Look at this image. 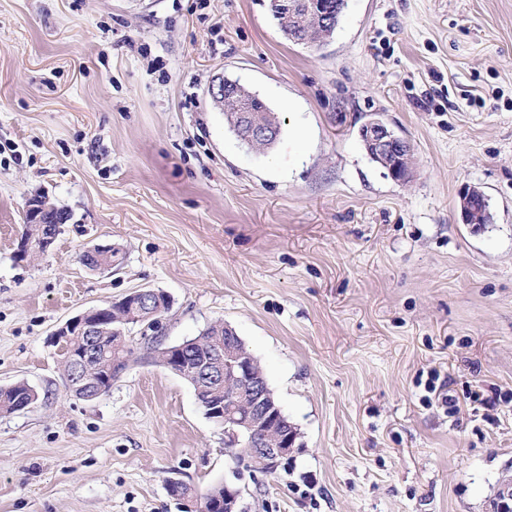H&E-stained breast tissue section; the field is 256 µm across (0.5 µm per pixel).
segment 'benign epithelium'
Instances as JSON below:
<instances>
[{"label": "benign epithelium", "instance_id": "1", "mask_svg": "<svg viewBox=\"0 0 512 512\" xmlns=\"http://www.w3.org/2000/svg\"><path fill=\"white\" fill-rule=\"evenodd\" d=\"M274 16L300 14L299 20L312 19L323 30L324 38L306 40L307 45L321 47L328 42L329 31L336 26V0H269ZM209 96L221 112H235L239 124L247 129L249 145L267 143L275 136V127L253 118L251 110L243 105L246 94L240 86L224 82L218 77L209 87ZM365 145L370 156L385 165L388 175L405 183L411 175L413 148L411 143L397 135L386 122L374 115L363 126ZM49 197L37 192L29 198L27 210L32 222L23 225L15 257L26 258L33 253L45 254L54 245L56 235L45 221L49 210ZM458 209L461 223L480 229L491 216L488 198L475 185H466L459 193ZM112 253V245L97 244L85 251L83 266L90 272L103 269L101 258ZM159 291L144 288L130 292L119 300L92 307L67 320L53 332L55 343L66 346L72 335L84 337L83 349L76 354H66L71 371L67 377L68 391L84 399L101 396L103 386L88 374L92 366L118 365L129 361V349L118 346L107 358L98 348V338L108 331V316L122 322L141 321L158 317L152 306ZM183 346L164 348V366L182 377L191 373L196 378L195 395L206 417L216 426L229 431L233 443L239 446L240 455L247 458L253 468L261 471L277 460L288 456L294 448L298 433L276 406L261 374L258 360L239 344V338L229 327L224 336L214 341L203 358L185 361ZM224 394V404L215 406L202 399V394ZM496 512H512V480L505 479L497 490Z\"/></svg>", "mask_w": 512, "mask_h": 512}]
</instances>
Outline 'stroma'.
Instances as JSON below:
<instances>
[{
    "label": "stroma",
    "mask_w": 512,
    "mask_h": 512,
    "mask_svg": "<svg viewBox=\"0 0 512 512\" xmlns=\"http://www.w3.org/2000/svg\"><path fill=\"white\" fill-rule=\"evenodd\" d=\"M237 78L282 121L249 152L210 103ZM413 146L399 183L360 129ZM480 186L492 224L461 223ZM73 219L15 259L26 200ZM111 245L112 270L79 254ZM138 288L157 340L231 325L300 436L288 466L235 461L140 326L111 389L67 395L53 331ZM0 512H493L512 467V0H349L329 42L268 0H0ZM191 488L175 499L172 482ZM26 382H16L7 387H0V411L14 413L15 408L23 406L32 397ZM32 397V398H31ZM217 496L222 498V500H219ZM202 498L210 502H217L221 512H224V510L226 512H234L240 498V490L226 482L219 483L209 488ZM223 500L224 508L221 505Z\"/></svg>",
    "instance_id": "1"
}]
</instances>
